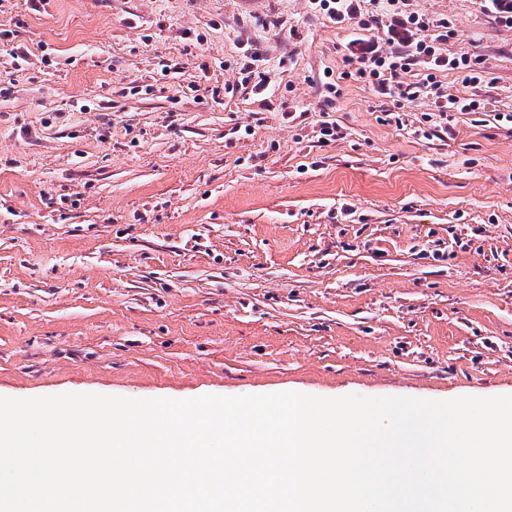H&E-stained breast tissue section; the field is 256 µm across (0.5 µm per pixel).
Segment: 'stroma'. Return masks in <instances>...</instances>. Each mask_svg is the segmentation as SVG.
Listing matches in <instances>:
<instances>
[{
	"mask_svg": "<svg viewBox=\"0 0 512 512\" xmlns=\"http://www.w3.org/2000/svg\"><path fill=\"white\" fill-rule=\"evenodd\" d=\"M402 8L480 59L437 74L474 111L350 77L407 51L390 18L0 0V396L512 395V28L498 0Z\"/></svg>",
	"mask_w": 512,
	"mask_h": 512,
	"instance_id": "1",
	"label": "stroma"
}]
</instances>
